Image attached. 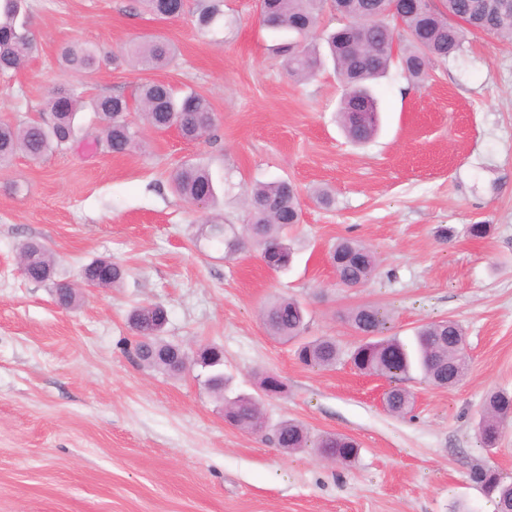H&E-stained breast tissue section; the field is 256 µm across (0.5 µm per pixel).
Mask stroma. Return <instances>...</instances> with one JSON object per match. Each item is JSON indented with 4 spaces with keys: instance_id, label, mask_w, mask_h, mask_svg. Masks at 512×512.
I'll use <instances>...</instances> for the list:
<instances>
[{
    "instance_id": "stroma-1",
    "label": "stroma",
    "mask_w": 512,
    "mask_h": 512,
    "mask_svg": "<svg viewBox=\"0 0 512 512\" xmlns=\"http://www.w3.org/2000/svg\"><path fill=\"white\" fill-rule=\"evenodd\" d=\"M196 0L172 20L139 0H29L38 49L0 77V119L37 120L59 90L135 100L163 81L206 97L217 121L196 140L146 132L140 149L114 154L94 133L74 149L0 169V512H493L470 480L492 467L512 481V424L487 449L475 427L487 392L512 391V40L469 36L428 81L391 67L375 93L382 127L350 143L336 121L333 70L288 76L272 51L281 38L259 21L256 0H224L226 26H195ZM157 35L177 48L166 67L141 70L122 57ZM96 46L112 56L92 83L60 68L62 48ZM209 166L222 183L225 224H246V188L290 180L301 205L293 267L268 270L256 247L234 257L200 238L205 212L176 196L183 163ZM327 190L330 206L314 190ZM486 224V237L467 228ZM373 249L378 274L339 285L328 252L339 239ZM43 242L60 278L108 259L125 271L115 288L80 289L72 308L28 281L18 248ZM294 297L309 311L308 336L343 349L360 337L351 308H386L391 331L411 336L454 320L467 333L469 371L442 389L411 372L413 413L381 406L388 380L349 363L302 365L292 345L269 336L260 312ZM165 308L164 341L196 353L224 349L232 393L259 394L273 373L285 392L263 401L268 427L295 420L310 433H344L360 445L343 469L305 451L287 454L269 436L224 420V404L194 364L168 375L133 356L128 316Z\"/></svg>"
}]
</instances>
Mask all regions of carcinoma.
I'll return each instance as SVG.
<instances>
[{
  "label": "carcinoma",
  "instance_id": "carcinoma-1",
  "mask_svg": "<svg viewBox=\"0 0 512 512\" xmlns=\"http://www.w3.org/2000/svg\"><path fill=\"white\" fill-rule=\"evenodd\" d=\"M145 10L158 19H174L182 15L185 0H139ZM329 0H258L257 8L264 24L288 35V41L276 48L288 76L299 81L316 78L331 61L341 83L342 98L337 120L345 135L354 143L371 141L379 128V105L371 85L382 77L394 58H399L405 76L422 83L437 62L459 55L467 35L484 32L512 39V0H399L390 9L388 0H340L337 16L341 26L326 33V51H321L318 30ZM223 0H207L197 18L202 34L213 33L224 26ZM37 51L30 30L27 0H0V76L18 68ZM176 56L175 48L165 40L149 39L134 44L128 61L144 70L169 65ZM61 61L76 75L95 72L101 61L98 48L85 44L64 47ZM89 109L99 122L112 153L123 154L138 137L131 109L141 112L144 123L156 132L174 126L187 140L209 133L216 122L207 98L197 93L176 96L159 82L141 86L136 104L120 95H98L88 99L76 89L61 90L47 102L52 115L49 122L12 123L0 121V168L10 164L23 152L33 158L62 153L80 141L82 127L78 114ZM172 190L179 197L202 208L217 201L216 183L208 166L186 163L170 176ZM248 221L239 232H228L223 221L211 218L201 230L210 242L224 246L225 256L239 252L245 243L254 245L260 257L273 272L288 269L293 249L287 232L300 223L301 203L295 185L276 180L247 189ZM339 258L336 276L351 287L372 279L376 256L364 244L342 239L330 252ZM22 274L36 283H53L57 303L65 308L75 305L66 291L67 283L54 281L56 260L40 243L21 244ZM83 277L96 287H116L124 278V270L98 259L83 267ZM306 308L296 299L279 298L262 311L267 332L275 338L297 345L296 356L305 366L331 368L341 360L349 361L360 373L394 381L417 368L429 382L440 387L455 385L468 369L463 350L464 329L451 320L419 327L414 344L409 346L396 336H386L388 315L380 307L363 304L348 314L352 328L363 334L351 350L344 351L332 337L308 339ZM129 324L137 336H151L159 349L170 343L161 339L167 324V313L160 306H142L129 315ZM139 361L150 368L173 372L169 361L150 351L137 353ZM201 364L212 368L206 380L210 391L224 398L228 378L224 377V352L212 346L200 355ZM412 394L393 387L386 394V412L402 416L412 412ZM224 420L252 433L266 431L258 398L238 395L224 402ZM512 421V393L497 390L488 394L476 429L486 447L496 446L501 429ZM274 443L288 452L310 449L316 455L336 456V463L346 467L355 462L359 445L341 433H322L311 438L299 422L288 420L274 429ZM472 480L495 505V512H512V481L508 482L494 468L479 467Z\"/></svg>",
  "mask_w": 512,
  "mask_h": 512
}]
</instances>
